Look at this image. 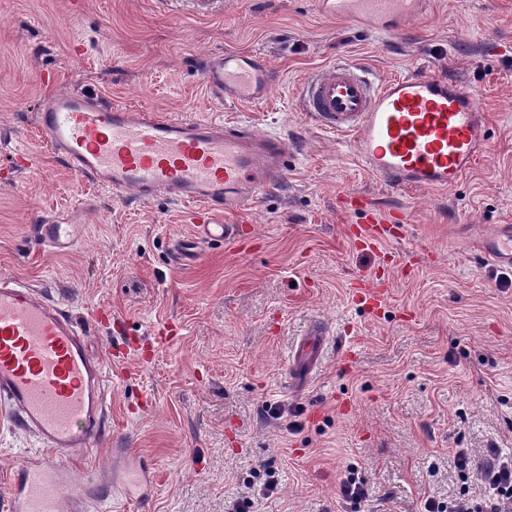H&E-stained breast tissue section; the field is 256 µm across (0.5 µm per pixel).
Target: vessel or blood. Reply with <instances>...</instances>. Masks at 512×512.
Returning <instances> with one entry per match:
<instances>
[{"mask_svg":"<svg viewBox=\"0 0 512 512\" xmlns=\"http://www.w3.org/2000/svg\"><path fill=\"white\" fill-rule=\"evenodd\" d=\"M423 2L322 0V6L339 17L392 29L415 16ZM204 83L215 98L260 103L275 77L257 54L220 52L207 57ZM299 100L316 126L348 137L367 170L404 192L454 187L489 141L488 124L467 89L427 72L380 80L338 61L310 74ZM37 126L57 159L79 178L143 201L163 196L199 206L195 236L173 244L174 260L182 266L198 260L202 242L223 240L224 212L244 209L287 171V140L250 123L175 119L117 106L91 92L54 91L37 114ZM385 222L369 212L360 241L378 244ZM36 236L51 249L75 244L73 227L64 221L37 225ZM481 245L491 261L512 265V225L482 235ZM352 288L372 307L386 301L383 283L358 279ZM328 334L323 321L311 323L290 359L294 375L318 362ZM89 336L60 302L0 275V407L48 449L17 469L6 512H81L116 486L139 500L151 495L149 471L122 448L111 453L110 478L91 474L78 490L64 487L57 456L94 446L107 430L105 363L92 354Z\"/></svg>","mask_w":512,"mask_h":512,"instance_id":"1","label":"vessel or blood"}]
</instances>
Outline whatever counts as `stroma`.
Segmentation results:
<instances>
[{
	"label": "stroma",
	"instance_id": "stroma-1",
	"mask_svg": "<svg viewBox=\"0 0 512 512\" xmlns=\"http://www.w3.org/2000/svg\"><path fill=\"white\" fill-rule=\"evenodd\" d=\"M219 51L260 54L277 76L269 97L213 98L202 67ZM335 60L458 79L487 115V151L452 189H391L301 110L304 77ZM60 88L281 133L286 178L225 213L227 235L196 264L176 265L173 241L195 231L186 206L101 189L43 143L35 114ZM348 193L408 221L368 248L347 236L363 224L341 204ZM51 217L74 222L71 250L35 238ZM495 224H512V0H429L390 33L328 17L318 0H224L210 18L160 0H0V274L73 311L112 312L91 341L113 357L111 435L59 465L71 486L126 448L153 479L150 499L119 492L91 512H225L233 499L250 512H354L340 495L350 476L370 485V512H388L389 495L422 512L458 485L456 449L512 450V267L476 243ZM381 276L385 306L350 296V281ZM316 318L333 334L298 389L288 357ZM166 321L177 328L157 341ZM40 452L0 412V503Z\"/></svg>",
	"mask_w": 512,
	"mask_h": 512
}]
</instances>
